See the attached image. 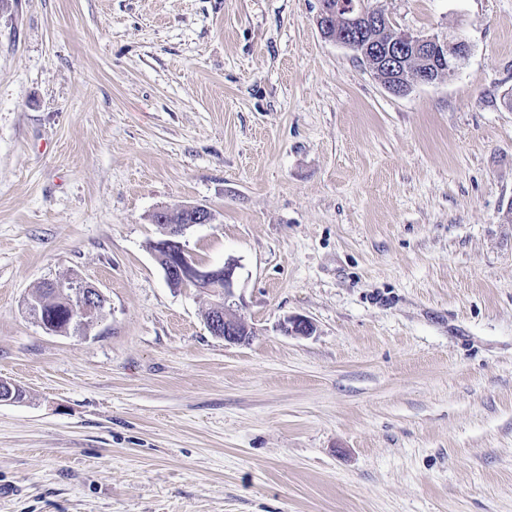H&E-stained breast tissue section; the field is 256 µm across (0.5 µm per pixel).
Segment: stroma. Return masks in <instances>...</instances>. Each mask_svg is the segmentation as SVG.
Masks as SVG:
<instances>
[{"label": "stroma", "instance_id": "35a3bbf8", "mask_svg": "<svg viewBox=\"0 0 512 512\" xmlns=\"http://www.w3.org/2000/svg\"><path fill=\"white\" fill-rule=\"evenodd\" d=\"M365 4L470 53L396 96L319 0L0 6V512H512V0ZM187 204L247 343L152 255ZM50 288L54 294L64 298V308L68 311L67 322L64 324L60 319L49 317L44 311L40 312V305L35 298L26 303L29 312L46 333L68 336L73 327L77 326L78 332L84 331L97 320L105 300L98 288L85 283L80 278L50 283Z\"/></svg>", "mask_w": 512, "mask_h": 512}]
</instances>
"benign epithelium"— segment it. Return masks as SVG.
<instances>
[{"mask_svg": "<svg viewBox=\"0 0 512 512\" xmlns=\"http://www.w3.org/2000/svg\"><path fill=\"white\" fill-rule=\"evenodd\" d=\"M317 26L326 39L371 60L380 75V82L394 95L407 94L414 84L436 82L439 76L431 67L436 58L448 57V72L451 73L469 53L468 43L460 36L448 39L398 32L393 29L390 19L378 10L362 8L344 12L338 6L329 10L321 7ZM182 210L192 215L196 224L214 223V214L203 205L189 204ZM190 228L189 224L163 225V237L154 243L153 256L168 282L192 285L220 297L207 315L210 332L229 344L244 343L252 336L250 327L243 319L231 314L227 306L228 298L233 294L236 265L201 266L183 242ZM50 288L64 298L67 322L48 316L40 310L37 300L27 301L29 312L46 333L68 336L73 327L83 331L97 320L104 305V295L98 288L79 278L54 282ZM281 330L287 335H306L312 326L304 318L289 317L281 324Z\"/></svg>", "mask_w": 512, "mask_h": 512, "instance_id": "7a95c632", "label": "benign epithelium"}]
</instances>
